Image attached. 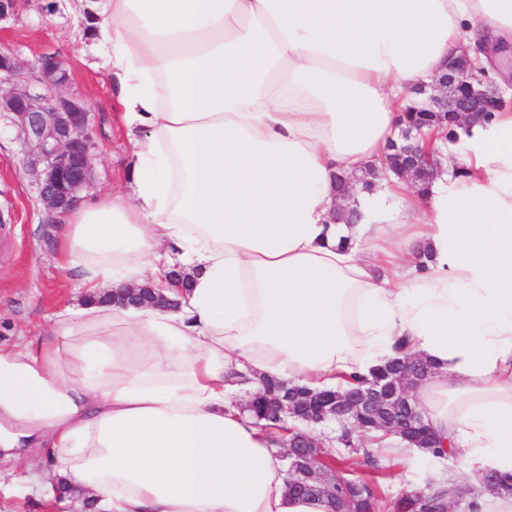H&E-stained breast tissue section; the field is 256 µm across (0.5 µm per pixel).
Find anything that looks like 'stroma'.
<instances>
[{
  "label": "stroma",
  "instance_id": "stroma-1",
  "mask_svg": "<svg viewBox=\"0 0 512 512\" xmlns=\"http://www.w3.org/2000/svg\"><path fill=\"white\" fill-rule=\"evenodd\" d=\"M85 24L76 0H23L14 18L0 22V47L24 62L45 52H59L68 62L72 92L91 113L98 150L94 163V192L119 187L128 150L115 129L110 107L111 87L91 53ZM26 156L7 115L0 113V346L37 344L50 317L77 304L81 295L76 270L61 268L54 259L56 236L42 222L35 179L28 174ZM28 464L0 462V512H55L53 501L31 492L28 466L42 467L38 451ZM390 497L433 487L437 476L467 485L469 476L452 458L414 472L404 461L384 465Z\"/></svg>",
  "mask_w": 512,
  "mask_h": 512
}]
</instances>
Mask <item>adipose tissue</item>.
<instances>
[{
    "label": "adipose tissue",
    "instance_id": "ef3b65f1",
    "mask_svg": "<svg viewBox=\"0 0 512 512\" xmlns=\"http://www.w3.org/2000/svg\"><path fill=\"white\" fill-rule=\"evenodd\" d=\"M125 130L121 188L62 215L82 301L0 349V452L97 512H331L289 493L239 395L264 375L347 389L395 355L474 475H512V108L470 125L426 189L386 167L409 101L452 54L512 44V0H86ZM464 171L449 178L456 166ZM380 172L336 224V176ZM181 269L180 290L167 274ZM150 285L159 309L101 301Z\"/></svg>",
    "mask_w": 512,
    "mask_h": 512
}]
</instances>
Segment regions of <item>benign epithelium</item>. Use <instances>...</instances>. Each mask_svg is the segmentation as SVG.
Instances as JSON below:
<instances>
[{
	"label": "benign epithelium",
	"mask_w": 512,
	"mask_h": 512,
	"mask_svg": "<svg viewBox=\"0 0 512 512\" xmlns=\"http://www.w3.org/2000/svg\"><path fill=\"white\" fill-rule=\"evenodd\" d=\"M70 83L69 68L56 52L45 53L27 66L13 52L0 49V112H9L14 117L17 136L27 155V171L37 181L38 199L46 224L51 226L83 201L94 180L97 144L89 110L79 96L67 92ZM411 93L421 97L413 104V110L423 113L425 125L433 133L447 124L450 117L458 123L475 122L501 100L496 85L473 75L472 63L465 53L445 62L430 86L415 87ZM432 140L431 136L425 137L423 143L397 152L390 161L396 174L413 184L432 179L438 172ZM353 188L348 177L337 186L342 198L333 210L337 224H350L351 217L359 216ZM422 379L420 364L413 359L409 361V370L399 375L398 383L389 385L376 380L353 395H335L321 411L306 415L305 420L315 424L327 420L341 422L351 412L375 415L383 409L397 411L403 420L394 425V430L405 439L420 430L423 421L412 396L414 385ZM299 410V398L290 392L282 398L277 417H292ZM318 446L320 442L306 433L288 443L282 458L294 482L322 489L336 481V472L319 466L320 456L307 454L306 449Z\"/></svg>",
	"instance_id": "benign-epithelium-1"
}]
</instances>
